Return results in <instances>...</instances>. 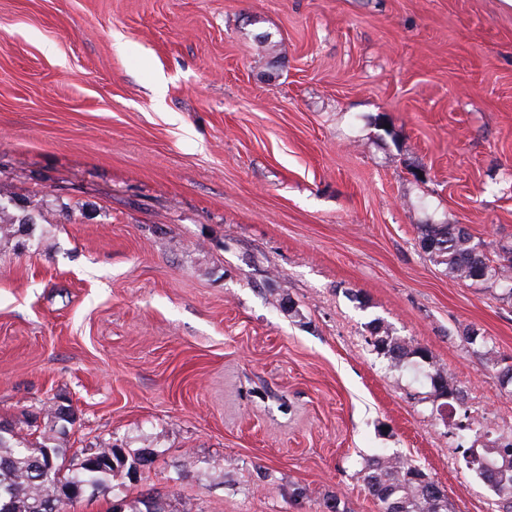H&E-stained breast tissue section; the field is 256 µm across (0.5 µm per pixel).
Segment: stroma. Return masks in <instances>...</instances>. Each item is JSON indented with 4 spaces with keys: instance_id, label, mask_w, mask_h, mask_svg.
I'll return each instance as SVG.
<instances>
[{
    "instance_id": "stroma-1",
    "label": "stroma",
    "mask_w": 512,
    "mask_h": 512,
    "mask_svg": "<svg viewBox=\"0 0 512 512\" xmlns=\"http://www.w3.org/2000/svg\"><path fill=\"white\" fill-rule=\"evenodd\" d=\"M0 192L46 217L0 246V419L68 404L66 455L142 459L68 512H379L383 451L503 512L460 450L512 434V395L461 334L512 356V303L417 227L512 245L506 0H0ZM370 344L393 366L406 362L426 363L431 360L429 350L413 340L395 336L381 319H372L369 323ZM429 380L433 394L438 397H445L446 400L462 402L463 390L457 384L456 378L451 371L442 365L434 366L426 375Z\"/></svg>"
}]
</instances>
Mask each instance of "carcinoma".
I'll return each mask as SVG.
<instances>
[{"instance_id":"cac0c4a2","label":"carcinoma","mask_w":512,"mask_h":512,"mask_svg":"<svg viewBox=\"0 0 512 512\" xmlns=\"http://www.w3.org/2000/svg\"><path fill=\"white\" fill-rule=\"evenodd\" d=\"M35 223L37 217L25 207L14 205L11 198L0 197V241ZM417 232L421 250L429 260L444 267L446 274L468 286L496 287L501 290L502 298L512 299L511 246H501L492 258L472 236H458L453 224H419ZM369 327L370 344L391 365L431 360L427 348L394 335L381 319H372ZM463 339L480 352L486 370L495 373L500 369L488 336L476 334L471 326L465 330ZM425 378L435 396L463 401V390L447 367L435 366ZM45 417L47 422L37 444L9 423L6 428H0V512H45V503L55 495L58 482L54 471L51 480L43 479L52 462L66 463L72 468L68 483L74 487L73 496L78 499L112 483L114 467L94 458L89 449L68 459L54 443L55 433H66L67 426L74 421L62 417L54 408L47 409ZM463 458L467 468L480 475L506 503L503 512H512V443H494L476 450L467 448ZM362 472L366 489L382 512H452V504L442 488L411 457L373 456L365 461Z\"/></svg>"}]
</instances>
